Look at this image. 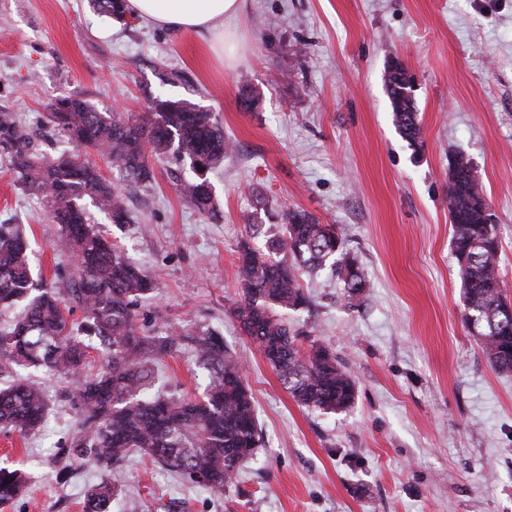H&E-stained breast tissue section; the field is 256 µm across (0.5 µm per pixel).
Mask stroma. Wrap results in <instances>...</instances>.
Masks as SVG:
<instances>
[{"mask_svg": "<svg viewBox=\"0 0 512 512\" xmlns=\"http://www.w3.org/2000/svg\"><path fill=\"white\" fill-rule=\"evenodd\" d=\"M395 60L415 84L416 146L398 131L384 82ZM69 94L118 115L183 100L222 125L231 150L208 174L217 216L184 201L180 169L152 156L153 180L127 197L128 222L91 219L155 281L140 325L223 335L264 441L221 494L132 453L112 512H512V374L493 369L463 320L448 219V167L461 153L495 215L512 295V0H244L220 37L110 20L88 0H0V105L37 149L71 150L45 121ZM288 207L336 225L368 280L366 298L350 301L331 271L301 273L311 306L288 315L302 345L324 342L356 382L352 407L336 414L299 406L234 315L248 227L268 237ZM6 220L23 225L45 281L75 274L44 199L2 157ZM25 376L50 410L34 433H0V463L29 477L0 512H83L111 473L77 463L57 479L79 417L75 382ZM205 382L186 350L161 361L154 389L193 395Z\"/></svg>", "mask_w": 512, "mask_h": 512, "instance_id": "1", "label": "stroma"}]
</instances>
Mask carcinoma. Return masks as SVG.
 Returning <instances> with one entry per match:
<instances>
[{
  "label": "carcinoma",
  "instance_id": "carcinoma-1",
  "mask_svg": "<svg viewBox=\"0 0 512 512\" xmlns=\"http://www.w3.org/2000/svg\"><path fill=\"white\" fill-rule=\"evenodd\" d=\"M94 10L115 20L125 15V0H90ZM411 81L402 62L387 69L385 85L395 124L415 144L421 123ZM45 120L76 147L103 148L110 166L123 173L128 187L149 182L153 172L146 149L160 160L189 163L192 176L180 179L179 193L202 213L215 209L204 194L207 173L224 161V130L207 112L181 101L155 98L149 111L133 117L98 111L85 99L61 96L47 106ZM6 155L18 182L42 196L50 220L62 225L78 259V273L48 286L34 277L33 254L19 224H0V306L21 307L0 330V374L14 367L43 369L78 378L74 398L80 409L77 432L65 449L68 459L118 471L138 451L175 475L223 492L237 479L242 462L256 454L261 432L242 368L224 337L212 329L178 326L156 336L137 322V306L151 295L150 274L130 263L121 250L96 233L82 201L90 197L112 223L128 219L122 193L80 152L47 156L33 147L29 132L14 112L0 105V155ZM468 158L454 157L448 167V212L461 282L464 320L477 336L491 365L512 373V319L499 313L507 291L497 272L500 240L483 189ZM280 234L257 249L240 246L236 279L242 297L235 308L246 334L277 371L293 400L306 408L336 413L352 406L356 383L328 347L317 340L302 350L300 333L284 313L310 303L299 271L335 272L348 298L365 297L367 280L356 259L344 251L336 225L309 213L280 214ZM483 241L476 246L474 242ZM82 310L83 320L68 321L66 302ZM98 341L102 362L86 370L84 338ZM190 348L207 373L205 394L162 396L152 392L154 367L163 358ZM48 402L41 388L17 380L0 387V431L24 437L44 421ZM19 469L0 467V504L25 491ZM118 495L115 483L92 486L84 512H110Z\"/></svg>",
  "mask_w": 512,
  "mask_h": 512
}]
</instances>
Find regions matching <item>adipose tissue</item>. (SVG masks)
Segmentation results:
<instances>
[{
    "label": "adipose tissue",
    "mask_w": 512,
    "mask_h": 512,
    "mask_svg": "<svg viewBox=\"0 0 512 512\" xmlns=\"http://www.w3.org/2000/svg\"><path fill=\"white\" fill-rule=\"evenodd\" d=\"M130 16L175 32H208L223 27L243 0H126Z\"/></svg>",
    "instance_id": "1"
}]
</instances>
